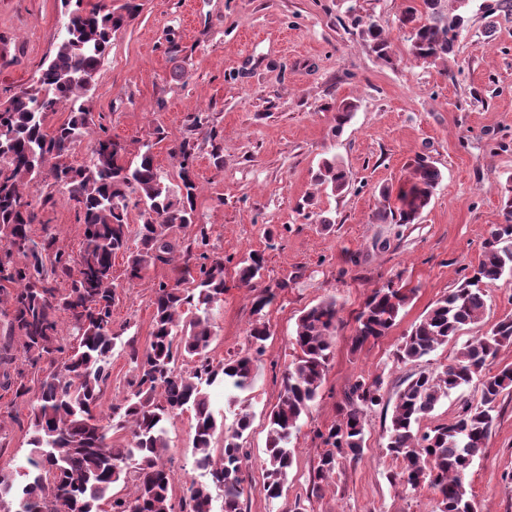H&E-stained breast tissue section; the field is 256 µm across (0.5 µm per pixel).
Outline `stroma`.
I'll return each mask as SVG.
<instances>
[{"label": "stroma", "mask_w": 512, "mask_h": 512, "mask_svg": "<svg viewBox=\"0 0 512 512\" xmlns=\"http://www.w3.org/2000/svg\"><path fill=\"white\" fill-rule=\"evenodd\" d=\"M138 14L112 36L89 101L92 135L119 141L127 160L151 145L155 163L179 171L173 148L194 147L199 184L198 223L210 225L224 258L226 290L210 317V354L221 359L248 346L255 319L271 336L251 390L228 404L223 386L210 387L214 415L232 426L239 410L252 416L246 433L244 512H292L310 499V512H439L427 487L391 484L397 462L386 452L387 428L403 381L437 372L467 341L512 314V278L487 290L478 324L422 359L401 363L395 351L413 324L477 266L492 225L502 223L500 191L512 180V7L504 0H466L449 9L465 18L446 62L413 60L399 18L409 0H139ZM61 0H0V96L34 85L56 45ZM373 24L389 37L388 58L364 43ZM177 52H170V44ZM350 103L344 125L336 109ZM208 121L190 130L195 114ZM442 173L430 204L411 224L377 222L382 188H399L417 158ZM349 174L342 193L314 185L322 159ZM37 238L55 236L76 252L83 228L63 198L40 209ZM265 258L264 287L275 298L254 313L239 287L237 263L250 251ZM112 326L146 347L152 300L171 268L156 265L140 280L115 258ZM400 279L414 295L387 336L352 349L353 318L374 288ZM341 308L331 358L319 395L292 438L294 465L281 497H266L267 415L295 356L292 338L301 313L328 298ZM380 377L382 403L365 413V448L358 462L341 463L329 487L312 495V470L322 450L316 430L337 418L356 379ZM0 398V467L24 472L30 454L31 403L8 408ZM191 412L169 425L162 457L174 476L173 497L190 482H208L195 466ZM481 512H512V394L499 413L483 454L465 477Z\"/></svg>", "instance_id": "stroma-1"}]
</instances>
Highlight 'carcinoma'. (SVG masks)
I'll list each match as a JSON object with an SVG mask.
<instances>
[{
    "label": "carcinoma",
    "mask_w": 512,
    "mask_h": 512,
    "mask_svg": "<svg viewBox=\"0 0 512 512\" xmlns=\"http://www.w3.org/2000/svg\"><path fill=\"white\" fill-rule=\"evenodd\" d=\"M64 34L55 52L43 63L38 85L12 91L0 112V365L14 361V346L37 378L19 368L0 373V388L12 394L10 404L28 400L37 383L29 428L34 457L16 484L13 475L0 472V512H175L173 476L161 463L170 447L166 422L193 413L192 449L208 483L192 482L180 512H213L212 489L223 493V512H243L246 493L244 470L249 460L245 432L250 414H237L224 432L219 461L212 457L218 428L208 387L224 383L234 392L252 387L258 357L270 338L269 326L252 325L249 347L229 358L210 356V311L225 290L224 258L210 251V227L195 223L198 186L192 177L193 146L187 138L176 145L181 158L179 180H171L154 161L151 146L143 145L138 160H125V148L110 137L95 140L87 165L65 162L72 146L89 134L92 122L88 93L112 33L139 9L127 0L125 13L105 4L88 10L83 0H64ZM410 27V54L428 62L443 60L453 50L460 15L448 16V0H420L402 15ZM366 45L378 57L387 56L389 42L371 24L363 30ZM77 75L78 80L68 79ZM68 111V118L49 132L48 112ZM64 190L67 203L83 225V242L73 254L56 245L53 237L37 241L31 234L36 209L52 201L35 200L28 184L46 176ZM441 172L420 160L411 177L399 187L391 206L392 189L381 190L382 206L376 220L399 218L413 223L430 204ZM316 182L341 193L347 173L334 159H325ZM139 208L142 223L129 245L128 209ZM504 222L491 227L483 244V259L472 275L442 296L416 324L396 351L406 363L429 355L454 339L467 325L478 323L486 309L485 288L512 276V185L502 191ZM194 227L187 243L168 238L175 225ZM125 258L130 281L156 263L173 265L170 282L159 283L153 300V329L144 350L125 342L133 373L129 389L112 402L110 413L100 411L111 378V358L122 333L112 330L115 286L112 267ZM263 256L248 253L237 264L241 287L253 292L256 313L269 306L274 293L259 288ZM413 290L388 281L373 289L355 317L352 347L358 349L393 329ZM336 300L329 298L303 311L296 323L297 354L282 378L278 402L268 414L264 459V491L281 496L294 462L288 447L299 422L317 398L326 376L332 336L339 321ZM66 326L59 323V315ZM512 347V316H505L486 333L463 345L452 362L437 373L419 372L406 379L387 429V451L399 461L389 481L413 490L427 486L440 496L439 512H479L464 477L486 447L501 396L512 393V368L485 372L486 362ZM477 383L476 403L465 406L454 422L420 432L421 420L451 393ZM381 380L361 377L351 386L338 417L326 430L317 431L324 449L313 466L312 491L317 493L333 478L342 461L357 460L364 448V410L381 404ZM130 434V446L112 447L111 431ZM131 486L125 495L113 493L118 484Z\"/></svg>",
    "instance_id": "carcinoma-1"
}]
</instances>
